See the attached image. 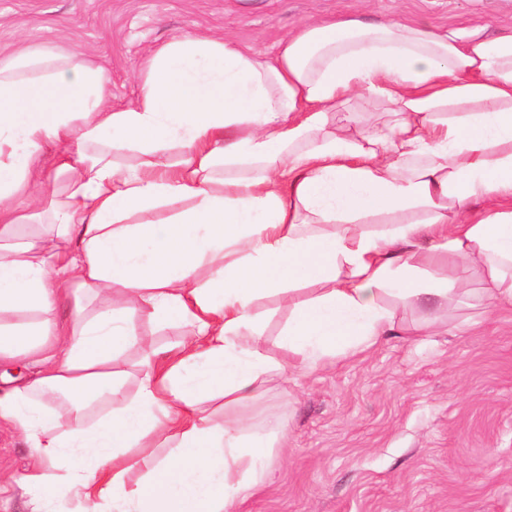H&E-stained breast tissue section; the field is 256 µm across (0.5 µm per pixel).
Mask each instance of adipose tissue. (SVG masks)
I'll use <instances>...</instances> for the list:
<instances>
[{"label": "adipose tissue", "instance_id": "adipose-tissue-1", "mask_svg": "<svg viewBox=\"0 0 512 512\" xmlns=\"http://www.w3.org/2000/svg\"><path fill=\"white\" fill-rule=\"evenodd\" d=\"M107 84L43 51L0 64V363L37 367L0 394V420L28 444V512H234L265 476L272 437L240 410L271 371L420 335L452 268L482 269L486 313L512 307V35L313 20L270 59L173 38L122 109ZM364 96L395 121L331 131ZM474 203L488 215L472 223ZM266 296L288 311L276 365ZM406 309L428 317L404 325ZM138 316L188 331L160 345ZM61 455L72 466L50 479Z\"/></svg>", "mask_w": 512, "mask_h": 512}]
</instances>
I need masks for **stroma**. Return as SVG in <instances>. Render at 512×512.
Returning <instances> with one entry per match:
<instances>
[{
	"label": "stroma",
	"mask_w": 512,
	"mask_h": 512,
	"mask_svg": "<svg viewBox=\"0 0 512 512\" xmlns=\"http://www.w3.org/2000/svg\"><path fill=\"white\" fill-rule=\"evenodd\" d=\"M400 19L512 34V0H0V60L38 48L102 68L113 108L144 62L182 35L228 37L262 58L314 18ZM441 325L310 374H270L243 415L284 430L263 487L236 512H512V310L456 294ZM21 434L0 422V512H26Z\"/></svg>",
	"instance_id": "1"
}]
</instances>
